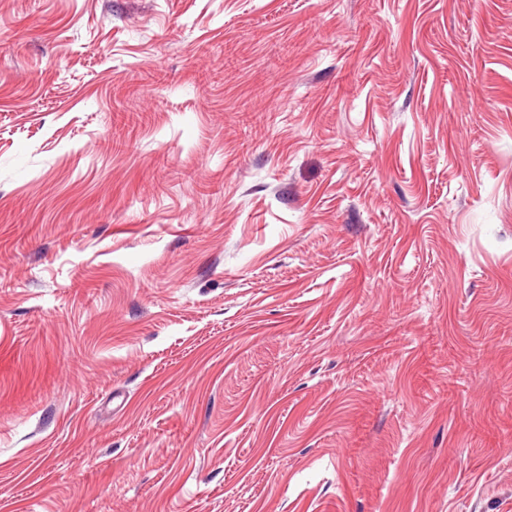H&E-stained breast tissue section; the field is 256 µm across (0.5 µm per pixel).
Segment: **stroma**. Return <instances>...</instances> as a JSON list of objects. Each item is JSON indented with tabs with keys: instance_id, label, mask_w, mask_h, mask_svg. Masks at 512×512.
Here are the masks:
<instances>
[{
	"instance_id": "1",
	"label": "stroma",
	"mask_w": 512,
	"mask_h": 512,
	"mask_svg": "<svg viewBox=\"0 0 512 512\" xmlns=\"http://www.w3.org/2000/svg\"><path fill=\"white\" fill-rule=\"evenodd\" d=\"M0 512H512V0H0Z\"/></svg>"
}]
</instances>
